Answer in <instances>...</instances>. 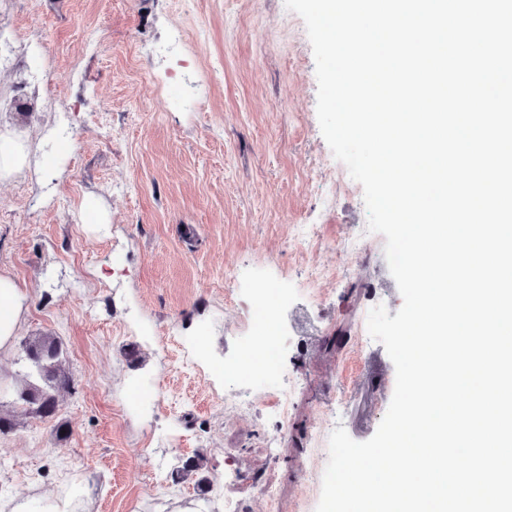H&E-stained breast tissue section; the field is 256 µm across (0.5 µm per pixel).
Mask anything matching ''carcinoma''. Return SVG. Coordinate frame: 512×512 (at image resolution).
Masks as SVG:
<instances>
[{
  "instance_id": "1",
  "label": "carcinoma",
  "mask_w": 512,
  "mask_h": 512,
  "mask_svg": "<svg viewBox=\"0 0 512 512\" xmlns=\"http://www.w3.org/2000/svg\"><path fill=\"white\" fill-rule=\"evenodd\" d=\"M20 361L24 368L22 382L13 390L0 391L10 396L14 410L0 413V434L13 431L20 418H43L56 414L59 398L74 388V379L65 366L62 344L50 334L28 336L20 342Z\"/></svg>"
}]
</instances>
